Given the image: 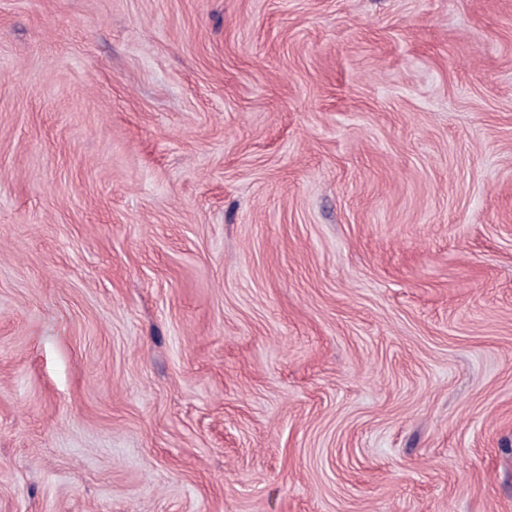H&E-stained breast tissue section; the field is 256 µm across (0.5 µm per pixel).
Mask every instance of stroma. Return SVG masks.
I'll use <instances>...</instances> for the list:
<instances>
[{
    "label": "stroma",
    "instance_id": "obj_1",
    "mask_svg": "<svg viewBox=\"0 0 512 512\" xmlns=\"http://www.w3.org/2000/svg\"><path fill=\"white\" fill-rule=\"evenodd\" d=\"M0 512H512V0H0Z\"/></svg>",
    "mask_w": 512,
    "mask_h": 512
}]
</instances>
